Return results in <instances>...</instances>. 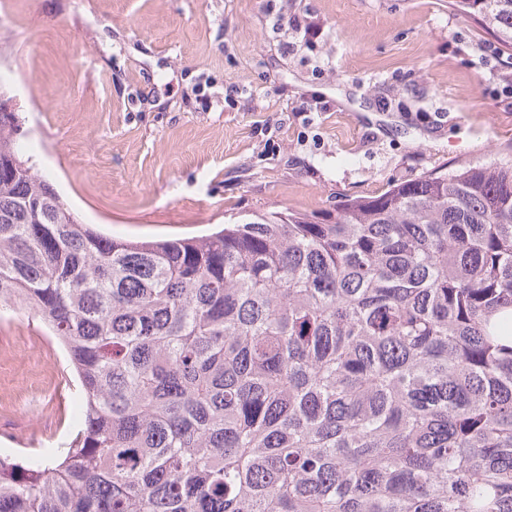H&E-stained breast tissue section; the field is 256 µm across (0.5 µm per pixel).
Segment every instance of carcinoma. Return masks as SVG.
<instances>
[{
    "mask_svg": "<svg viewBox=\"0 0 512 512\" xmlns=\"http://www.w3.org/2000/svg\"><path fill=\"white\" fill-rule=\"evenodd\" d=\"M512 51V0H454ZM0 89V304L76 375L0 512H512V160L210 234L108 237Z\"/></svg>",
    "mask_w": 512,
    "mask_h": 512,
    "instance_id": "cac0c4a2",
    "label": "carcinoma"
}]
</instances>
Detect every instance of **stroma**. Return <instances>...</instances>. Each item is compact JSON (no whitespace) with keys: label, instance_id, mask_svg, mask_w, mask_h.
Here are the masks:
<instances>
[{"label":"stroma","instance_id":"obj_1","mask_svg":"<svg viewBox=\"0 0 512 512\" xmlns=\"http://www.w3.org/2000/svg\"><path fill=\"white\" fill-rule=\"evenodd\" d=\"M450 0H22L0 12L20 142L115 239L203 235L512 159V54ZM63 351L0 307V451L74 429Z\"/></svg>","mask_w":512,"mask_h":512}]
</instances>
